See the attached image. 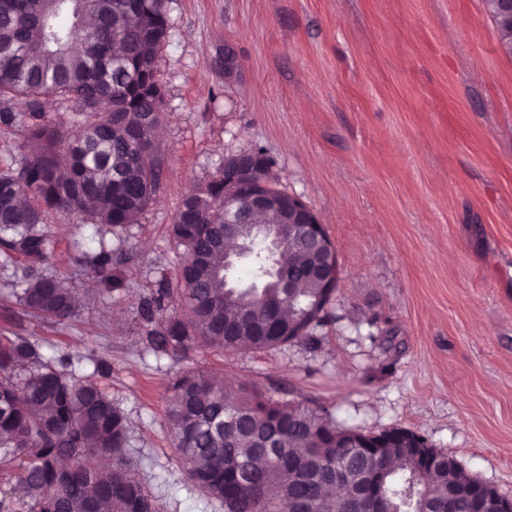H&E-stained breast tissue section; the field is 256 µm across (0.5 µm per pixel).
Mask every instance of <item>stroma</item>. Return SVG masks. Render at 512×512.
<instances>
[{
    "mask_svg": "<svg viewBox=\"0 0 512 512\" xmlns=\"http://www.w3.org/2000/svg\"><path fill=\"white\" fill-rule=\"evenodd\" d=\"M160 186L123 248L127 290L81 258L93 225L51 213V272L93 296L65 324L26 309L0 267V336H23L127 415L159 512H221L186 479L169 385L200 369L363 433L406 428L512 496V57L484 0H167ZM235 65L225 69L224 57ZM255 147L321 218L340 281L315 344L178 359L138 316L177 285L170 226L226 156ZM395 334L389 347L387 334Z\"/></svg>",
    "mask_w": 512,
    "mask_h": 512,
    "instance_id": "obj_1",
    "label": "stroma"
}]
</instances>
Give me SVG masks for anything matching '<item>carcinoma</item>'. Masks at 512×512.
<instances>
[{"label":"carcinoma","instance_id":"obj_1","mask_svg":"<svg viewBox=\"0 0 512 512\" xmlns=\"http://www.w3.org/2000/svg\"><path fill=\"white\" fill-rule=\"evenodd\" d=\"M493 21L512 57V19L498 12ZM169 34L165 0H0V125L23 132L19 162L0 169V254L24 261L12 282L22 304L59 324L76 316L78 300L68 278L44 273L53 252L45 214L131 235L158 189L165 90L156 61ZM48 97L77 106L80 120H48ZM226 232L248 249L246 285L225 281ZM171 234L185 250L183 306L168 312V288L143 299L154 349L183 358L198 346L314 341L326 320L314 252L288 230L269 254L248 225H224V171L184 197ZM84 263L105 290L128 287L122 257L105 243ZM172 389L186 478L224 512H480L478 495L467 493L473 476L445 459L417 474L394 442L371 454L312 407L248 387L231 398L202 370L179 372ZM130 443L126 415L98 382L43 360L22 337H0V464L14 480L0 491V512H155ZM338 471L349 479L343 501L326 493ZM376 476L389 489L379 502L366 495Z\"/></svg>","mask_w":512,"mask_h":512}]
</instances>
